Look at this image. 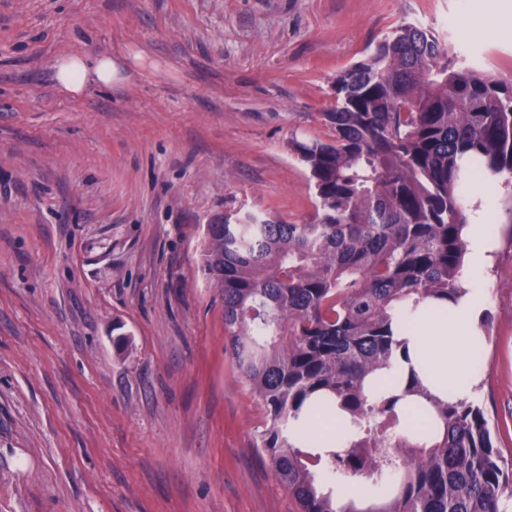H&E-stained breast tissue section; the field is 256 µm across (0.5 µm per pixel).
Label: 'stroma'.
Wrapping results in <instances>:
<instances>
[{"instance_id": "1", "label": "stroma", "mask_w": 512, "mask_h": 512, "mask_svg": "<svg viewBox=\"0 0 512 512\" xmlns=\"http://www.w3.org/2000/svg\"><path fill=\"white\" fill-rule=\"evenodd\" d=\"M512 0H0V512H298L201 270L206 226L303 224L293 139L400 24L512 82ZM454 16L452 27L442 20ZM105 54L122 84L58 92ZM480 402L512 455V183ZM55 69L57 87L72 96L81 95L89 84L112 88L122 80L119 64L108 55L71 54L60 59Z\"/></svg>"}]
</instances>
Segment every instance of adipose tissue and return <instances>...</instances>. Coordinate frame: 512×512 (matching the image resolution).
Returning a JSON list of instances; mask_svg holds the SVG:
<instances>
[{
  "instance_id": "1",
  "label": "adipose tissue",
  "mask_w": 512,
  "mask_h": 512,
  "mask_svg": "<svg viewBox=\"0 0 512 512\" xmlns=\"http://www.w3.org/2000/svg\"><path fill=\"white\" fill-rule=\"evenodd\" d=\"M55 79L62 93L77 96L93 83L115 85L121 81L122 72L111 56L71 54L57 62ZM496 186L492 178L476 183L473 201L478 220L469 224L465 238V293L454 301L421 300L396 327L395 335L401 343L397 358L373 379L374 386L398 396L405 426L423 423L430 399L457 402L473 399L478 393L472 352L483 338L480 322L486 296L474 274L489 266L496 249V227L484 221L495 210ZM413 376L423 386V394L408 392L407 383ZM298 425L303 430L305 445L311 448L338 441L347 431L346 416L340 410L330 416H301Z\"/></svg>"
}]
</instances>
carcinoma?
Returning <instances> with one entry per match:
<instances>
[{
    "instance_id": "1",
    "label": "carcinoma",
    "mask_w": 512,
    "mask_h": 512,
    "mask_svg": "<svg viewBox=\"0 0 512 512\" xmlns=\"http://www.w3.org/2000/svg\"><path fill=\"white\" fill-rule=\"evenodd\" d=\"M335 94L329 139L289 144L309 173L313 221L237 211L208 225L201 268L224 303L234 365L264 406L257 448L298 512H505L512 467L480 402L432 401L444 430L415 444L387 434L398 399L364 383L395 353V314L464 293L466 181L512 177V84L405 23L336 78ZM332 400L352 436L300 447L302 409ZM320 464L385 491L342 507L311 471Z\"/></svg>"
}]
</instances>
